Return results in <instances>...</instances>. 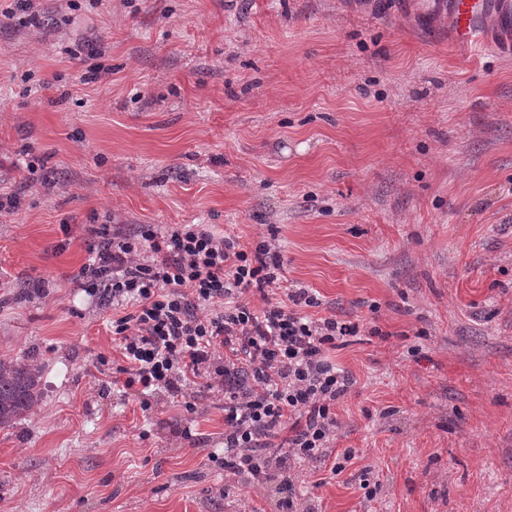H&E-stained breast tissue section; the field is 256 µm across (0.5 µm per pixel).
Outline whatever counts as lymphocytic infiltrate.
I'll list each match as a JSON object with an SVG mask.
<instances>
[{
	"label": "lymphocytic infiltrate",
	"instance_id": "1",
	"mask_svg": "<svg viewBox=\"0 0 512 512\" xmlns=\"http://www.w3.org/2000/svg\"><path fill=\"white\" fill-rule=\"evenodd\" d=\"M87 234L88 259L71 281L130 308L112 322L122 389L162 388L189 410L199 391L222 396L225 472L260 481L279 469L290 490L285 512H302V475L280 464L317 457L334 440L336 403L355 381L327 353L359 324L309 317L320 300L313 289L283 286L272 237L247 249L208 224L163 234L145 224L91 225Z\"/></svg>",
	"mask_w": 512,
	"mask_h": 512
}]
</instances>
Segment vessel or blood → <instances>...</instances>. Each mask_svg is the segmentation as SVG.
I'll return each instance as SVG.
<instances>
[{
	"label": "vessel or blood",
	"mask_w": 512,
	"mask_h": 512,
	"mask_svg": "<svg viewBox=\"0 0 512 512\" xmlns=\"http://www.w3.org/2000/svg\"><path fill=\"white\" fill-rule=\"evenodd\" d=\"M441 4L457 38L467 46L488 45L489 18H496L503 28H512V0H441Z\"/></svg>",
	"instance_id": "b4317fda"
}]
</instances>
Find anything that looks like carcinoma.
Segmentation results:
<instances>
[{
	"label": "carcinoma",
	"mask_w": 512,
	"mask_h": 512,
	"mask_svg": "<svg viewBox=\"0 0 512 512\" xmlns=\"http://www.w3.org/2000/svg\"><path fill=\"white\" fill-rule=\"evenodd\" d=\"M41 369L0 358V428L13 425L40 401Z\"/></svg>",
	"instance_id": "obj_1"
}]
</instances>
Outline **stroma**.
Listing matches in <instances>:
<instances>
[{
  "mask_svg": "<svg viewBox=\"0 0 512 512\" xmlns=\"http://www.w3.org/2000/svg\"><path fill=\"white\" fill-rule=\"evenodd\" d=\"M38 8L0 24V358L43 373L0 512H281L227 489L217 396L145 411L99 364L112 306L68 276L108 221L275 236L310 316L360 324L328 454L294 463L311 512H512V54L459 48L437 0Z\"/></svg>",
  "mask_w": 512,
  "mask_h": 512,
  "instance_id": "1",
  "label": "stroma"
}]
</instances>
